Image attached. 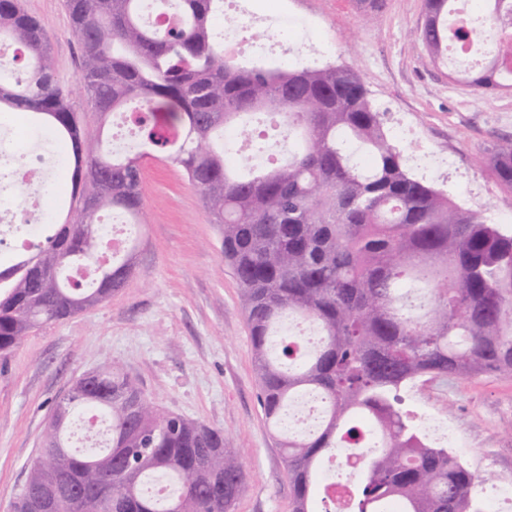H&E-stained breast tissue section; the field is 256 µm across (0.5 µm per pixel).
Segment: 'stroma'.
Masks as SVG:
<instances>
[{
	"mask_svg": "<svg viewBox=\"0 0 512 512\" xmlns=\"http://www.w3.org/2000/svg\"><path fill=\"white\" fill-rule=\"evenodd\" d=\"M293 15L319 21L327 52L297 66L327 63L354 69L387 125L406 123V167L462 207L512 228V190L490 166L495 146L512 140V89L475 94L416 39L426 0H385L360 20L355 0H284ZM43 25L57 79L76 111L97 118L78 80L80 53L66 0H22ZM6 124L47 138L62 155L55 194L43 203L54 221L70 202L69 140L26 112ZM144 222L129 230L134 268L124 288L98 306L35 330L0 362V512L26 478L47 423L74 382L102 363L137 380L161 413L222 429L246 481L233 512H292V491L276 438L258 402L251 339L240 288L222 254L197 190L181 170L150 160L142 171ZM419 415L449 423L456 455L480 478L482 500L512 491V373L433 378L406 398Z\"/></svg>",
	"mask_w": 512,
	"mask_h": 512,
	"instance_id": "stroma-1",
	"label": "stroma"
}]
</instances>
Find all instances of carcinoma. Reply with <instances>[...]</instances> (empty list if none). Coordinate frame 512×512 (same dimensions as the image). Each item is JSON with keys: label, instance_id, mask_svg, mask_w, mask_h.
I'll return each instance as SVG.
<instances>
[{"label": "carcinoma", "instance_id": "carcinoma-1", "mask_svg": "<svg viewBox=\"0 0 512 512\" xmlns=\"http://www.w3.org/2000/svg\"><path fill=\"white\" fill-rule=\"evenodd\" d=\"M179 17L162 31L141 0H67L81 56L79 83L98 115L81 123L55 78L45 31L20 0H0V41L16 44L22 81L0 82V108L31 113L71 140L72 202L43 243L0 263V358L31 329L86 311L127 280L132 253L106 266L99 220L143 216L141 162L179 167L222 235L241 290L265 420L280 446L293 512H316L322 457L367 448L350 512H484L478 477L433 445L403 393L424 377L512 371V232L413 177L404 152L351 68L241 66L216 40L224 0H156ZM453 0H427L417 32L433 59L448 48L480 57L465 83L477 94L512 83V0H482L453 25ZM131 102L148 112L141 150L112 153L105 122ZM260 112L281 118L296 149L241 176L224 131ZM512 190V142L491 158ZM93 266L86 280L62 270ZM317 325L304 350L283 320ZM322 402L316 428L291 426L303 395ZM71 413L108 422L104 448L74 451L46 427L12 512H231L244 472L224 431L159 415L128 375L103 365ZM162 480V493L147 486Z\"/></svg>", "mask_w": 512, "mask_h": 512}]
</instances>
